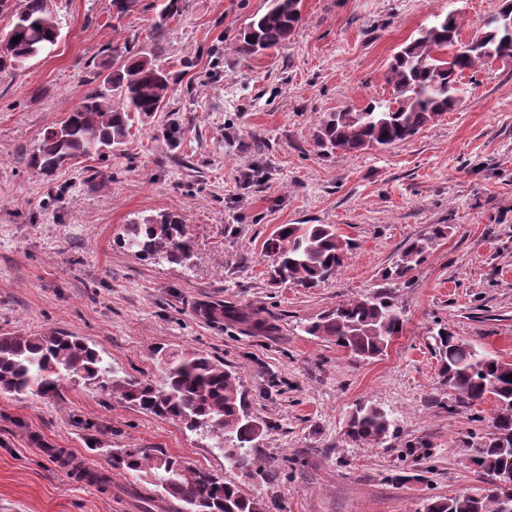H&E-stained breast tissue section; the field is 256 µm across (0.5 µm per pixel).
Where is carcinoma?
Masks as SVG:
<instances>
[{"mask_svg": "<svg viewBox=\"0 0 512 512\" xmlns=\"http://www.w3.org/2000/svg\"><path fill=\"white\" fill-rule=\"evenodd\" d=\"M183 0H160L159 20L151 44L131 53L129 41L107 46L115 69L91 88L63 120L64 137L46 130L29 157L30 166L46 175L64 165L65 159H86L96 146L101 153L130 137V114L161 112L174 91V78L163 63L164 25L181 12ZM267 8L244 27L238 51L254 56L285 45L302 24L301 0H266ZM13 35L21 36L7 53L0 54V72L24 65L55 45L60 28L48 0H14L11 7ZM460 19L456 12L435 14L420 27L389 64L386 81L392 98L369 102L361 109L328 112L315 134L323 154L357 153L387 149L408 142L439 116L454 110L465 88L458 77L494 61L512 60V0H502L488 14L482 28L464 47L445 59L441 51L459 43ZM122 247L146 259L183 264L193 255L194 241L182 214L160 213L133 223ZM272 257L270 279L314 288L340 270L352 254L354 243L331 224H282L264 242ZM426 244L414 241L404 250L394 277H405L418 265ZM261 327L254 314L225 311L217 304L207 318ZM403 311L388 297L373 295L342 301L336 308L304 326L310 336L324 337L359 359L382 354L390 341L402 334ZM439 374L458 398L474 404L488 397L497 403L491 431L465 444L470 461L488 476L484 493L471 496L459 491L427 505V512H512V498L498 485L502 467L512 456V363L471 347L443 327L438 330ZM158 380L129 379L117 382L94 347L79 336L61 332L0 334V391L30 394L42 399L61 397L65 384L82 380L124 402L161 418H173L191 431L211 437L224 451L242 482L186 465L180 457L119 448L106 440L108 430L84 423V441L92 451L105 453L108 467L86 470L73 465L78 479L105 492L112 490V475H130L158 487L156 497L142 501V512H153L155 500L174 499L178 512H264L257 486L268 480L265 467L249 448L263 432V425L247 411L237 374L204 351L170 352L156 349ZM394 418L383 409L361 404L349 415L344 435L364 447L376 448L394 433Z\"/></svg>", "mask_w": 512, "mask_h": 512, "instance_id": "1", "label": "carcinoma"}]
</instances>
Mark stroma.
Listing matches in <instances>:
<instances>
[{
	"mask_svg": "<svg viewBox=\"0 0 512 512\" xmlns=\"http://www.w3.org/2000/svg\"><path fill=\"white\" fill-rule=\"evenodd\" d=\"M156 0L123 18L111 0H50L60 36L0 73V333L61 330L100 351L116 380L153 379V351L199 349L234 370L266 428L254 454L272 478L265 512H425L486 477L464 443L488 433L497 405L458 402L439 379L434 337L448 327L512 363V62L467 77L457 110L385 151L321 155L325 113L386 99L392 57L432 14L457 10L471 38L499 0H302L303 23L280 49L237 50L266 0H184L166 25L168 106L134 115L122 150L45 176L25 158L110 68L105 47H146ZM180 211L195 241L189 265L120 248L129 224ZM281 224H332L355 249L316 288L269 281L263 243ZM443 237H433L435 225ZM426 239L406 277L390 272ZM381 293L404 330L383 355L358 360L303 327L338 301ZM257 312L262 328L211 323L204 308ZM397 420L376 448L346 441L357 404ZM113 444L167 453L240 480L209 438L81 383L60 399L0 393V512H138L129 488L76 481L30 436L93 467L83 422Z\"/></svg>",
	"mask_w": 512,
	"mask_h": 512,
	"instance_id": "35a3bbf8",
	"label": "stroma"
}]
</instances>
